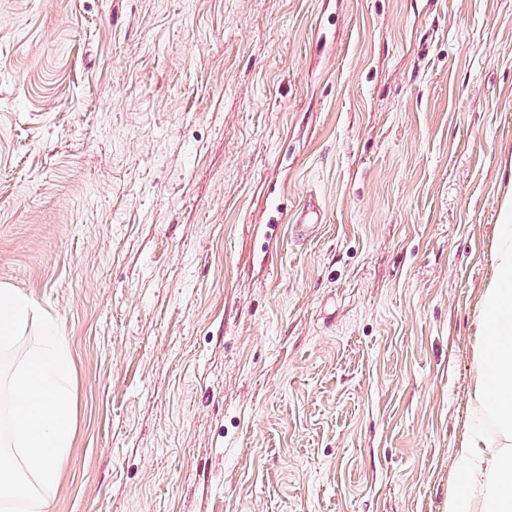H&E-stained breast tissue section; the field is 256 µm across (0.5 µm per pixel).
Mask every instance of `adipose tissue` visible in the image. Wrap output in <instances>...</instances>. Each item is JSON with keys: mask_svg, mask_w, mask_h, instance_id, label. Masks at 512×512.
Instances as JSON below:
<instances>
[{"mask_svg": "<svg viewBox=\"0 0 512 512\" xmlns=\"http://www.w3.org/2000/svg\"><path fill=\"white\" fill-rule=\"evenodd\" d=\"M494 264L474 322L475 369L448 512H512V183L499 209Z\"/></svg>", "mask_w": 512, "mask_h": 512, "instance_id": "1", "label": "adipose tissue"}]
</instances>
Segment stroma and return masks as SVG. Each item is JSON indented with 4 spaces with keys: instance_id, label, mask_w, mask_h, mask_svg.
<instances>
[{
    "instance_id": "35a3bbf8",
    "label": "stroma",
    "mask_w": 512,
    "mask_h": 512,
    "mask_svg": "<svg viewBox=\"0 0 512 512\" xmlns=\"http://www.w3.org/2000/svg\"><path fill=\"white\" fill-rule=\"evenodd\" d=\"M511 178L512 0H0V284L73 363L49 512H448ZM323 207L320 202H309L299 209L292 217L291 231L299 241L310 238L322 222Z\"/></svg>"
}]
</instances>
